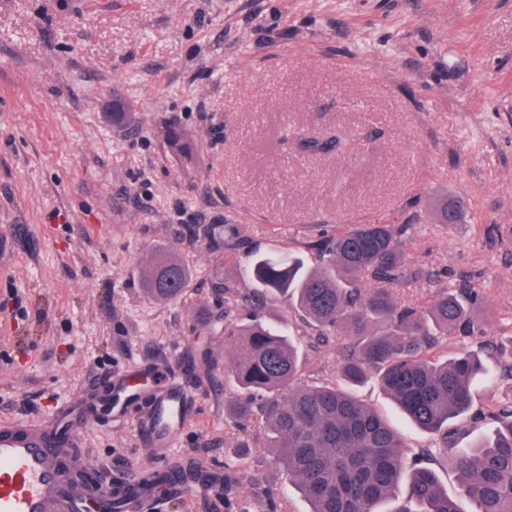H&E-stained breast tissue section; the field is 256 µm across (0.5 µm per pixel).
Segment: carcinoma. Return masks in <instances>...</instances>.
Wrapping results in <instances>:
<instances>
[{
	"label": "carcinoma",
	"mask_w": 512,
	"mask_h": 512,
	"mask_svg": "<svg viewBox=\"0 0 512 512\" xmlns=\"http://www.w3.org/2000/svg\"><path fill=\"white\" fill-rule=\"evenodd\" d=\"M293 148L308 155L341 154L340 144L303 129H287ZM461 219L462 206L436 207L439 224ZM408 225L358 224L317 244L322 260L309 268L301 255L250 253L242 277L252 295L224 282V306L249 308L244 329L224 325V334L241 337L239 353L225 374L241 389L235 415L250 422L255 410L270 429L269 447L288 471L309 512H463L440 484L430 458L448 456L449 424L466 414L475 385L488 378L480 358L460 351L435 354L448 336L484 334L474 307L479 293L470 288L442 291L429 308L401 305L394 294L407 279ZM185 265L162 254L142 272L143 290L158 300L178 298L187 283ZM294 304L319 330L321 340H336L341 355L334 381H300L302 354L288 324L268 326L260 309L269 295ZM377 378L383 391L418 427L437 436L423 454L404 449L398 432L354 390ZM494 432L453 455L459 496L473 512H512V405L496 412ZM408 473L406 494L400 477Z\"/></svg>",
	"instance_id": "carcinoma-1"
}]
</instances>
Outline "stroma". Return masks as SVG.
I'll use <instances>...</instances> for the list:
<instances>
[{"label":"stroma","instance_id":"stroma-1","mask_svg":"<svg viewBox=\"0 0 512 512\" xmlns=\"http://www.w3.org/2000/svg\"><path fill=\"white\" fill-rule=\"evenodd\" d=\"M137 120L119 127L112 104ZM303 127L365 140L354 156L316 157L282 143ZM465 199L458 224L414 227L413 279L401 304L433 302L468 280L487 335L444 340L476 352L493 380L454 426L456 449L490 435L512 398V0H0V421H38L103 371L138 363L193 372L191 418L168 459L95 410L80 439L104 485L165 463L228 472L223 484L161 500L159 512H278L309 505L264 443L241 430L224 366L238 344L224 320V281L243 252L201 234L236 225L247 249L305 254L336 229L432 216ZM181 260L188 284L158 301L141 287L157 252ZM287 323L303 377L333 379L338 351L300 312L267 298ZM358 399L390 419L408 449L434 443L377 383Z\"/></svg>","mask_w":512,"mask_h":512}]
</instances>
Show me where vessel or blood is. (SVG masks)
<instances>
[{"mask_svg": "<svg viewBox=\"0 0 512 512\" xmlns=\"http://www.w3.org/2000/svg\"><path fill=\"white\" fill-rule=\"evenodd\" d=\"M151 374L155 387L139 389L136 380ZM107 390L109 419L125 423L135 406H143L140 434L152 455H167L186 426L192 400L183 376L156 363H143L120 373L92 380L88 391L61 406L52 418L36 422H0V512H150L157 491L181 499L191 486L183 470L171 466L144 477H130L120 494L100 485L73 479L75 471L90 467L79 453L85 417L93 392Z\"/></svg>", "mask_w": 512, "mask_h": 512, "instance_id": "1", "label": "vessel or blood"}]
</instances>
